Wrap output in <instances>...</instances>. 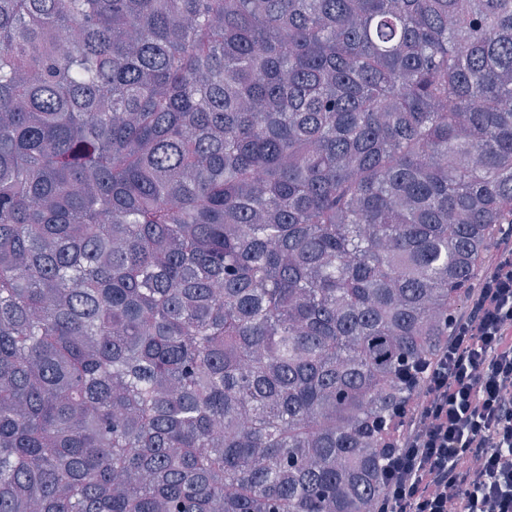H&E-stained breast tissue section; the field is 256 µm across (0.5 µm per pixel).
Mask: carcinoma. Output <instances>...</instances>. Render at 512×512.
Masks as SVG:
<instances>
[{
    "mask_svg": "<svg viewBox=\"0 0 512 512\" xmlns=\"http://www.w3.org/2000/svg\"><path fill=\"white\" fill-rule=\"evenodd\" d=\"M502 224L512 0H0V512H371Z\"/></svg>",
    "mask_w": 512,
    "mask_h": 512,
    "instance_id": "1",
    "label": "carcinoma"
}]
</instances>
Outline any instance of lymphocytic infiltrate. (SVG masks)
I'll return each mask as SVG.
<instances>
[{"instance_id":"lymphocytic-infiltrate-1","label":"lymphocytic infiltrate","mask_w":512,"mask_h":512,"mask_svg":"<svg viewBox=\"0 0 512 512\" xmlns=\"http://www.w3.org/2000/svg\"><path fill=\"white\" fill-rule=\"evenodd\" d=\"M420 372V392L382 424L374 512H512L511 224Z\"/></svg>"}]
</instances>
